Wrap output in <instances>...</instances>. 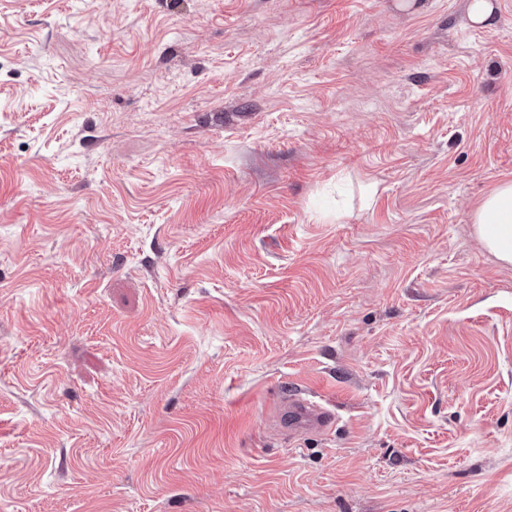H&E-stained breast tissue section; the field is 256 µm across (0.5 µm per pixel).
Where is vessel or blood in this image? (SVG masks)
Returning <instances> with one entry per match:
<instances>
[{
    "mask_svg": "<svg viewBox=\"0 0 512 512\" xmlns=\"http://www.w3.org/2000/svg\"><path fill=\"white\" fill-rule=\"evenodd\" d=\"M277 416L293 438L327 432L336 420L329 402L307 396L296 388L282 394L277 404Z\"/></svg>",
    "mask_w": 512,
    "mask_h": 512,
    "instance_id": "1",
    "label": "vessel or blood"
}]
</instances>
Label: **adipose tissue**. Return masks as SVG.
<instances>
[{
    "instance_id": "1",
    "label": "adipose tissue",
    "mask_w": 512,
    "mask_h": 512,
    "mask_svg": "<svg viewBox=\"0 0 512 512\" xmlns=\"http://www.w3.org/2000/svg\"><path fill=\"white\" fill-rule=\"evenodd\" d=\"M476 236L500 262L512 265V180H504L488 193L473 214Z\"/></svg>"
}]
</instances>
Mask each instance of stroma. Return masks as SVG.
<instances>
[{"label": "stroma", "instance_id": "35a3bbf8", "mask_svg": "<svg viewBox=\"0 0 512 512\" xmlns=\"http://www.w3.org/2000/svg\"><path fill=\"white\" fill-rule=\"evenodd\" d=\"M469 2L0 0V512H512ZM333 405L315 395L308 397L298 388L283 393L277 404V416L291 438L313 433H325L331 427L336 414Z\"/></svg>", "mask_w": 512, "mask_h": 512}]
</instances>
